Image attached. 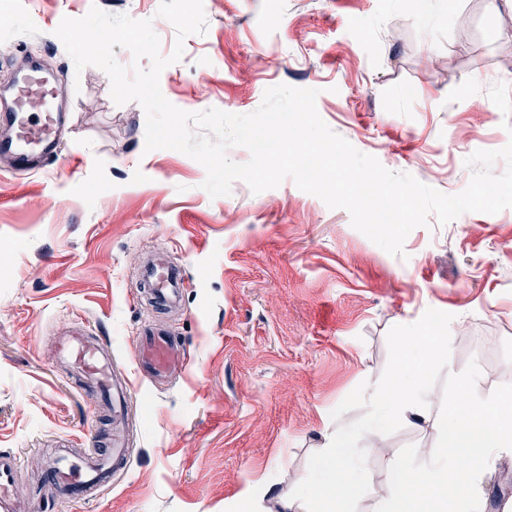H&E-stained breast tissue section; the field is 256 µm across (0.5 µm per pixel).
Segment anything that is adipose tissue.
<instances>
[{
    "instance_id": "ef3b65f1",
    "label": "adipose tissue",
    "mask_w": 512,
    "mask_h": 512,
    "mask_svg": "<svg viewBox=\"0 0 512 512\" xmlns=\"http://www.w3.org/2000/svg\"><path fill=\"white\" fill-rule=\"evenodd\" d=\"M405 342V361L394 370L389 383L366 393L369 417L366 430L360 434L352 430L337 431L311 465L308 481L328 501L339 500L343 490L362 482L368 460L383 447L384 428L391 418L413 423L420 418L416 406L430 397L420 383L421 367L428 361L447 362L449 340L443 337L431 346L423 337L409 336Z\"/></svg>"
}]
</instances>
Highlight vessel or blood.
I'll return each mask as SVG.
<instances>
[{
  "label": "vessel or blood",
  "mask_w": 512,
  "mask_h": 512,
  "mask_svg": "<svg viewBox=\"0 0 512 512\" xmlns=\"http://www.w3.org/2000/svg\"><path fill=\"white\" fill-rule=\"evenodd\" d=\"M66 124L67 113L56 102L53 77L32 68L17 80L14 103L0 104V125L14 131L13 136H0V159L10 162L17 172L40 168L63 150ZM142 281L154 307L162 310L176 303L183 275L180 269L150 262L143 269ZM172 341L171 332L157 321L143 324L135 339L133 361L150 381L163 380L171 371ZM58 349L61 359L87 381L112 418L107 447L93 446L76 456L59 453L46 476L47 484L65 498L85 500L128 470L127 416L134 388L87 326L63 332ZM19 467L17 455L0 454V512H12Z\"/></svg>",
  "instance_id": "b4317fda"
}]
</instances>
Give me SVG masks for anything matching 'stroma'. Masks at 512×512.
<instances>
[{"label": "stroma", "instance_id": "stroma-1", "mask_svg": "<svg viewBox=\"0 0 512 512\" xmlns=\"http://www.w3.org/2000/svg\"><path fill=\"white\" fill-rule=\"evenodd\" d=\"M160 0H0V85L39 59L65 91L70 138L33 174L0 169V450L21 462L18 500L40 512H330L307 483L337 428L363 430L366 389L397 366L406 336L448 337L447 364L422 384L419 424L393 419L344 512H376L390 494L388 457L438 439L442 383L470 360L480 389L512 384V209L429 220L388 254L292 179L255 194L203 189L204 167L145 151V113L111 98L101 69L76 70L55 30L91 6L151 20L160 52L176 30ZM205 33L187 36L160 89L188 112L249 114L277 84L318 89L322 120L388 170L446 194L468 184V156L512 142V12L491 0H204ZM185 276L163 317L186 372L135 380L130 467L90 501L42 481L52 448L88 447L109 420L55 354L63 329L89 325L128 360L148 316L142 258ZM512 453L478 481L480 512H512Z\"/></svg>", "mask_w": 512, "mask_h": 512}]
</instances>
